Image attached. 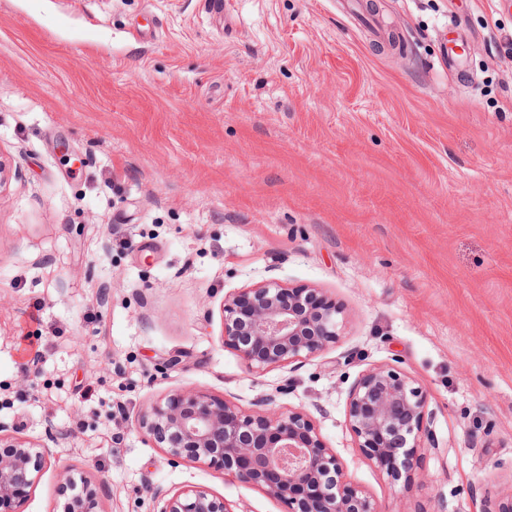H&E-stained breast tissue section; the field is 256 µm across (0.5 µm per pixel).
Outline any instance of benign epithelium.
Segmentation results:
<instances>
[{
    "label": "benign epithelium",
    "mask_w": 512,
    "mask_h": 512,
    "mask_svg": "<svg viewBox=\"0 0 512 512\" xmlns=\"http://www.w3.org/2000/svg\"><path fill=\"white\" fill-rule=\"evenodd\" d=\"M340 309L314 288L269 280L224 298L222 342L255 373L302 363L339 338ZM426 396L398 368L364 371L351 387L346 422L356 447L396 481L425 434ZM140 433L173 461L204 464L262 488L286 512H381L376 502L342 481L336 453L300 410L246 413L221 397L176 390L141 411ZM0 422V512H25L31 490L50 462L43 441L5 438ZM60 512H97L92 482L69 471ZM156 512H229L224 498L189 486L157 501Z\"/></svg>",
    "instance_id": "obj_1"
}]
</instances>
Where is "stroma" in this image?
Wrapping results in <instances>:
<instances>
[{"label": "stroma", "instance_id": "obj_1", "mask_svg": "<svg viewBox=\"0 0 512 512\" xmlns=\"http://www.w3.org/2000/svg\"><path fill=\"white\" fill-rule=\"evenodd\" d=\"M374 2L398 47L345 0H0V421L55 439L26 512L68 468L101 512L187 485L285 512L144 439L180 389L303 409L381 512L512 481V0ZM271 279L335 301L340 336L256 374L222 307ZM383 364L427 397L396 482L345 416Z\"/></svg>", "mask_w": 512, "mask_h": 512}]
</instances>
